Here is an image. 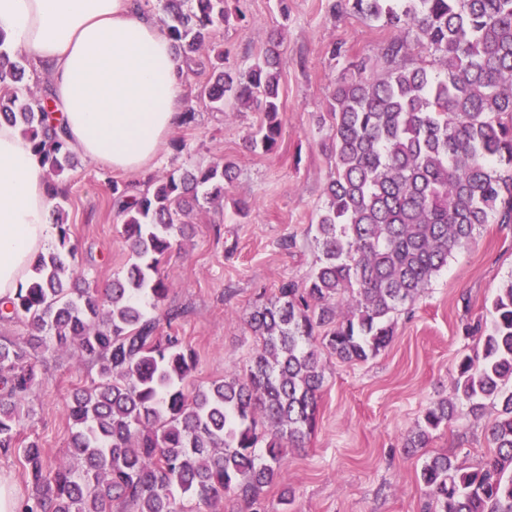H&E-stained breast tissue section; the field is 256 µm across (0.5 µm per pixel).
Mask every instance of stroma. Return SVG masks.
I'll list each match as a JSON object with an SVG mask.
<instances>
[{
	"label": "stroma",
	"mask_w": 512,
	"mask_h": 512,
	"mask_svg": "<svg viewBox=\"0 0 512 512\" xmlns=\"http://www.w3.org/2000/svg\"><path fill=\"white\" fill-rule=\"evenodd\" d=\"M335 2L245 0L246 21L230 20L216 35L242 68L262 57L273 34L283 38L281 135L274 152L248 145L263 113L236 103L216 115L199 103L194 122L172 132L149 168L163 174L222 160L236 168L221 205L191 213V231L162 268L168 295L148 309L155 318L182 311L178 333L198 354L194 377L200 383L245 367L253 348L247 325L252 307L272 297L282 280H304L317 260L314 225L326 203L330 163L329 129L317 124L316 115L326 111L347 57L379 60L392 35L381 23L335 9ZM335 43L342 57L331 56ZM143 179L83 157L63 176L56 202L85 276L97 289L132 261L112 208L111 184ZM291 236L295 247H285ZM510 279L512 231L484 225L411 313L399 317L390 345L377 357L357 365L328 360L315 431L304 447L289 450L266 491L267 512H420L426 489L417 474L426 458L443 453L471 467L485 460L491 453L487 421L465 413L416 454L404 455L402 447L424 409L449 397L457 358L473 353L464 325L485 319L497 288ZM96 376L95 366L64 350L27 399L23 435L40 442L47 464L67 455L73 390ZM286 490L294 501L285 508L279 498Z\"/></svg>",
	"instance_id": "obj_1"
}]
</instances>
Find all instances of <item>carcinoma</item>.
<instances>
[{
	"mask_svg": "<svg viewBox=\"0 0 512 512\" xmlns=\"http://www.w3.org/2000/svg\"><path fill=\"white\" fill-rule=\"evenodd\" d=\"M163 27L187 72L208 70L195 99L224 114L252 104L265 123L249 139L271 153L281 132V39L247 69L213 36L228 0H160ZM341 8L397 35L382 49L383 72L351 61L317 123L330 122L332 163L314 246L318 263L302 281H282L247 324L255 347L241 372L193 381L197 357L173 331L148 319L142 302L168 293L159 266L186 234L195 209L224 198L231 163L177 168L140 183H112V203L134 256L100 292L76 264L63 208L55 207L59 249L38 256L34 277L0 304V451L16 449L31 493L20 512H201L224 500L265 512L267 488L290 448L316 426L326 360L364 363L390 342L396 320L448 259L486 224L512 230V0H341ZM433 56V68L422 60ZM28 60L0 34V118L18 124L47 176L74 167L75 154L40 99L24 84ZM479 350L456 363L451 397L423 413L404 444L427 447L458 411L494 410V453L468 470L429 457L418 474L421 512H512V278L492 300L490 320L468 326ZM71 347L98 367L74 390L70 457L43 465L42 448L21 439L22 406L41 369Z\"/></svg>",
	"mask_w": 512,
	"mask_h": 512,
	"instance_id": "cac0c4a2",
	"label": "carcinoma"
}]
</instances>
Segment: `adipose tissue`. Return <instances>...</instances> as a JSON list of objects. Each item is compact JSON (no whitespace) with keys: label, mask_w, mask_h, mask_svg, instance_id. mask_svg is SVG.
Wrapping results in <instances>:
<instances>
[{"label":"adipose tissue","mask_w":512,"mask_h":512,"mask_svg":"<svg viewBox=\"0 0 512 512\" xmlns=\"http://www.w3.org/2000/svg\"><path fill=\"white\" fill-rule=\"evenodd\" d=\"M0 32L50 69L48 108L92 162L140 171L182 121L186 65L139 0H0ZM50 193L21 129L0 121V299L26 286L53 239Z\"/></svg>","instance_id":"adipose-tissue-1"}]
</instances>
